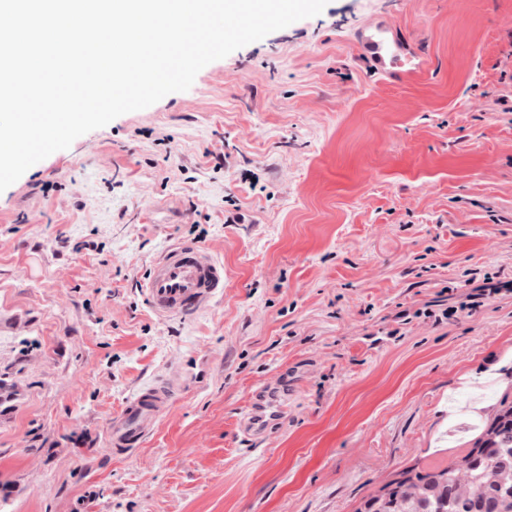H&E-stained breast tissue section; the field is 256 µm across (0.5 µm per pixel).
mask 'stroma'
Wrapping results in <instances>:
<instances>
[{"mask_svg":"<svg viewBox=\"0 0 512 512\" xmlns=\"http://www.w3.org/2000/svg\"><path fill=\"white\" fill-rule=\"evenodd\" d=\"M385 16L421 74L357 57ZM510 95L512 0H328L30 167L0 193V512H355L454 460L512 388ZM197 238L224 295L158 320L139 282ZM173 371L177 401L114 455L113 416ZM281 401L278 395L258 390L252 397L241 419L243 432L250 436L263 434L270 420L279 416Z\"/></svg>","mask_w":512,"mask_h":512,"instance_id":"stroma-1","label":"stroma"}]
</instances>
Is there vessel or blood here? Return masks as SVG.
<instances>
[{"label":"vessel or blood","mask_w":512,"mask_h":512,"mask_svg":"<svg viewBox=\"0 0 512 512\" xmlns=\"http://www.w3.org/2000/svg\"><path fill=\"white\" fill-rule=\"evenodd\" d=\"M358 54L374 73L391 79L415 75L427 66L424 53L401 37L388 19L359 28L354 37ZM144 294L158 317L185 318L211 307L224 292V265L205 245L184 240L166 247L144 275ZM176 378L169 377L138 392L113 418L108 439L117 453H127L153 433L160 417L173 404ZM279 396L256 392L241 419L245 434H263L279 416Z\"/></svg>","instance_id":"1"}]
</instances>
